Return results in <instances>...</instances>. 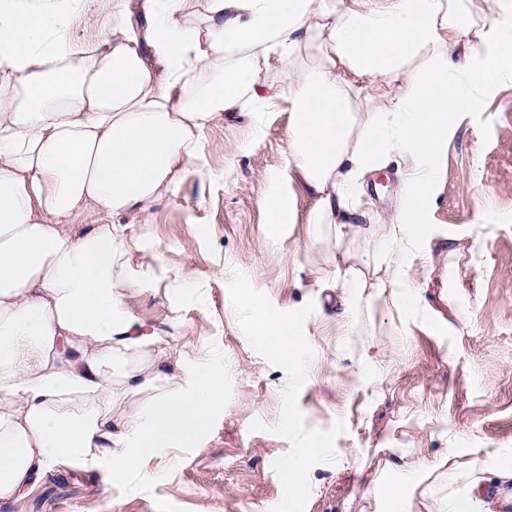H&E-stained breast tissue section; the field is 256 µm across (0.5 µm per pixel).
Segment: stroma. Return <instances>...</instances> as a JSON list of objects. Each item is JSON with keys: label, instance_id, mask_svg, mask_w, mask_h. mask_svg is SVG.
<instances>
[{"label": "stroma", "instance_id": "obj_1", "mask_svg": "<svg viewBox=\"0 0 512 512\" xmlns=\"http://www.w3.org/2000/svg\"><path fill=\"white\" fill-rule=\"evenodd\" d=\"M113 0L64 14L71 43L112 35ZM462 105L434 159L422 235L392 252L399 181L391 156L366 179L367 233L311 225L314 196L288 168L287 100L228 112L201 137L205 175L139 215L131 313L158 325L194 367L224 374V405L198 438L135 469L59 461L0 512H386L383 491L414 468L404 512H440L469 476L512 469V67ZM286 198L289 224L266 202ZM347 261L369 285L335 288ZM179 293L167 288L176 278ZM294 326L304 367L269 356L254 330ZM318 438L294 480L283 464Z\"/></svg>", "mask_w": 512, "mask_h": 512}]
</instances>
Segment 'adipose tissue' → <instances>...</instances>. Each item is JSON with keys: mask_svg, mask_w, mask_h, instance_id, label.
<instances>
[{"mask_svg": "<svg viewBox=\"0 0 512 512\" xmlns=\"http://www.w3.org/2000/svg\"><path fill=\"white\" fill-rule=\"evenodd\" d=\"M56 0L0 9V504L18 500L55 462L106 460L113 474L164 444L203 431L224 401L222 373L193 368L128 308L137 215L187 174H203L200 136L224 113H260L288 86L285 154L315 197L308 221L359 227L367 175L408 150L427 162L445 113L460 101L456 50L495 48L512 63V32L450 21L452 0H142L157 62L125 28L113 0L112 38L72 47ZM325 56L291 69L315 39ZM428 64L409 69L421 52ZM389 107L359 119L353 98L388 81ZM431 174L403 175L401 209L415 221ZM255 339L293 364L288 322ZM483 481L451 494L445 512H499Z\"/></svg>", "mask_w": 512, "mask_h": 512, "instance_id": "obj_1", "label": "adipose tissue"}]
</instances>
